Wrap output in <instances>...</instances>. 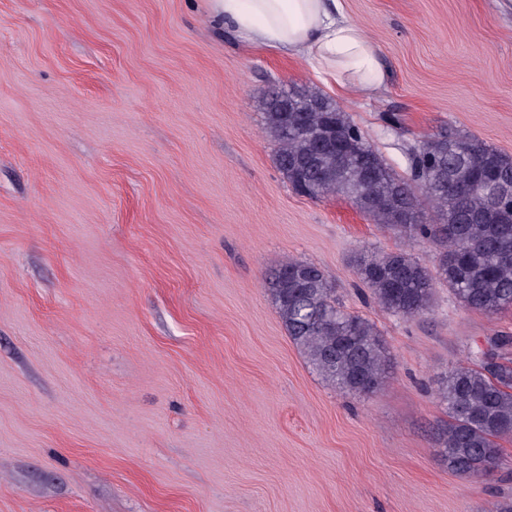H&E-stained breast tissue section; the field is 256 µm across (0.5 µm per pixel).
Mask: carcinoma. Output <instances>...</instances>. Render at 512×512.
Instances as JSON below:
<instances>
[{
	"label": "carcinoma",
	"mask_w": 512,
	"mask_h": 512,
	"mask_svg": "<svg viewBox=\"0 0 512 512\" xmlns=\"http://www.w3.org/2000/svg\"><path fill=\"white\" fill-rule=\"evenodd\" d=\"M283 112L265 100V125L277 144L276 166L292 188L320 199L344 194L374 223L435 250L429 267L403 249L372 252L356 261L357 275L386 310L405 318L426 314L436 284L468 309L489 315L512 306V193L487 182L512 184V156L470 135L432 134L408 149L410 177L401 178L345 113ZM465 144L458 156L454 143ZM271 296L288 336L334 387L375 393L391 359L374 323L345 312L325 272L289 261L269 277ZM497 336L469 351L474 365L448 371L438 399L448 424L438 433L440 456L454 472L481 478L498 466V440L512 437V364Z\"/></svg>",
	"instance_id": "cac0c4a2"
}]
</instances>
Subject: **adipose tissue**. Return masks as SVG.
Segmentation results:
<instances>
[{
  "mask_svg": "<svg viewBox=\"0 0 512 512\" xmlns=\"http://www.w3.org/2000/svg\"><path fill=\"white\" fill-rule=\"evenodd\" d=\"M213 20L241 43L310 63L340 92H371L384 80L372 40L342 0H208Z\"/></svg>",
  "mask_w": 512,
  "mask_h": 512,
  "instance_id": "ef3b65f1",
  "label": "adipose tissue"
}]
</instances>
